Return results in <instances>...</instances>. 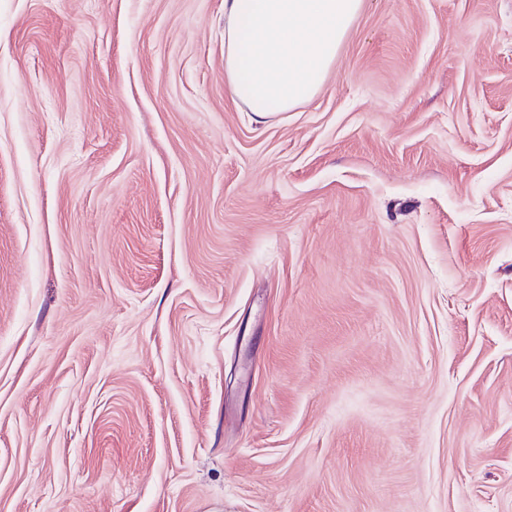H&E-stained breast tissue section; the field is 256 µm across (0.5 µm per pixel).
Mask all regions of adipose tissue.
Instances as JSON below:
<instances>
[{
	"mask_svg": "<svg viewBox=\"0 0 512 512\" xmlns=\"http://www.w3.org/2000/svg\"><path fill=\"white\" fill-rule=\"evenodd\" d=\"M362 0H224V81L264 121L323 87Z\"/></svg>",
	"mask_w": 512,
	"mask_h": 512,
	"instance_id": "1",
	"label": "adipose tissue"
}]
</instances>
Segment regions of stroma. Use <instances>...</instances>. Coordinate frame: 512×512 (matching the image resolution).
<instances>
[{
    "mask_svg": "<svg viewBox=\"0 0 512 512\" xmlns=\"http://www.w3.org/2000/svg\"><path fill=\"white\" fill-rule=\"evenodd\" d=\"M0 512H512V0H0ZM363 0H224V82L258 121L324 86Z\"/></svg>",
    "mask_w": 512,
    "mask_h": 512,
    "instance_id": "obj_1",
    "label": "stroma"
}]
</instances>
